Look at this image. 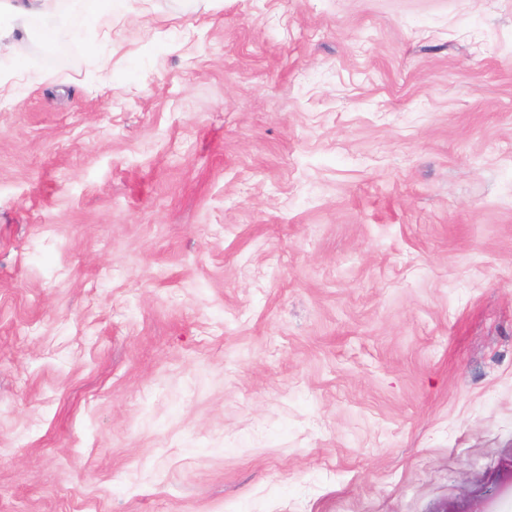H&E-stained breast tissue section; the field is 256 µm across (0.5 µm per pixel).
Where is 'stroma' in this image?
<instances>
[{"mask_svg": "<svg viewBox=\"0 0 512 512\" xmlns=\"http://www.w3.org/2000/svg\"><path fill=\"white\" fill-rule=\"evenodd\" d=\"M0 57V512H512V0H61Z\"/></svg>", "mask_w": 512, "mask_h": 512, "instance_id": "stroma-1", "label": "stroma"}]
</instances>
